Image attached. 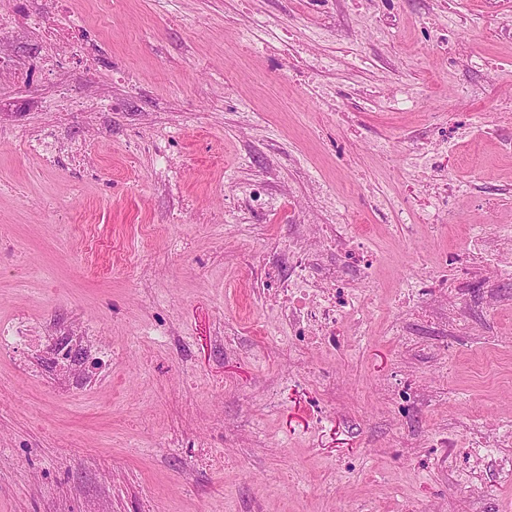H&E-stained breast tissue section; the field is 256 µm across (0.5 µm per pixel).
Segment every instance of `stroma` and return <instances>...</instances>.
Returning <instances> with one entry per match:
<instances>
[{
  "label": "stroma",
  "instance_id": "1",
  "mask_svg": "<svg viewBox=\"0 0 512 512\" xmlns=\"http://www.w3.org/2000/svg\"><path fill=\"white\" fill-rule=\"evenodd\" d=\"M91 36L88 87L113 112H57L0 82V325L111 351L81 389L26 348L0 351V512H462L448 445L512 435V276L469 277L472 335L398 316L430 259L512 230V0H71ZM333 93L319 103L295 73ZM129 84L112 79L115 68ZM417 104L384 108L402 85ZM452 112L461 192L441 230L373 210L415 186L405 137ZM52 129L45 167L16 148ZM172 134L165 148L157 130ZM78 139L81 167L66 154ZM182 179L158 189L163 153ZM262 182L266 207L245 201ZM297 224H342L374 251V296L335 357L259 333L261 296ZM501 298L485 312L489 296ZM414 339L402 344L397 326ZM336 379L327 404L312 370ZM427 403L400 413L396 387Z\"/></svg>",
  "mask_w": 512,
  "mask_h": 512
}]
</instances>
